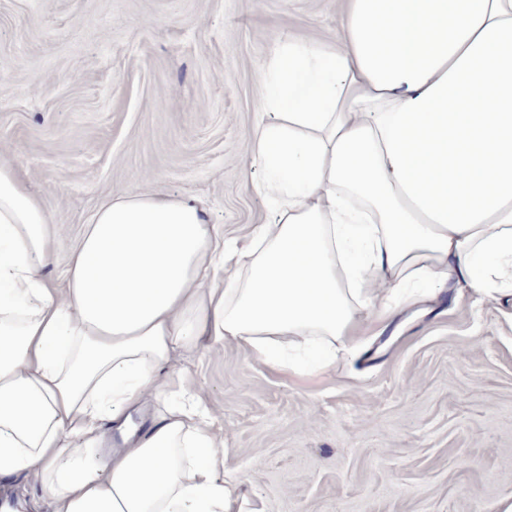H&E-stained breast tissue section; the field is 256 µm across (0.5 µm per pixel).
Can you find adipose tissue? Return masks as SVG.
<instances>
[{
	"mask_svg": "<svg viewBox=\"0 0 512 512\" xmlns=\"http://www.w3.org/2000/svg\"><path fill=\"white\" fill-rule=\"evenodd\" d=\"M340 23L262 71L249 150L275 221L246 246L205 202L128 192L54 286L60 228L0 163V482L55 512H261L184 350L296 375L423 286L512 296V0H348ZM109 429L121 447L90 461Z\"/></svg>",
	"mask_w": 512,
	"mask_h": 512,
	"instance_id": "ef3b65f1",
	"label": "adipose tissue"
}]
</instances>
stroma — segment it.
<instances>
[{"label":"stroma","mask_w":512,"mask_h":512,"mask_svg":"<svg viewBox=\"0 0 512 512\" xmlns=\"http://www.w3.org/2000/svg\"><path fill=\"white\" fill-rule=\"evenodd\" d=\"M336 0H0V161L60 224L58 281L111 195L202 199L245 241L275 213L248 152L275 43H335ZM441 289L331 369L228 344L182 366L264 512H496L512 498V325Z\"/></svg>","instance_id":"stroma-1"}]
</instances>
